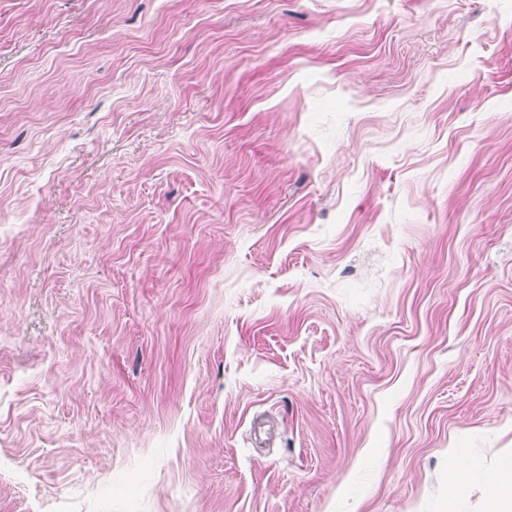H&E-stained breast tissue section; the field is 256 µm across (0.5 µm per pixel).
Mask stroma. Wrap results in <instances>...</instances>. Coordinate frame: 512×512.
I'll return each instance as SVG.
<instances>
[{
  "mask_svg": "<svg viewBox=\"0 0 512 512\" xmlns=\"http://www.w3.org/2000/svg\"><path fill=\"white\" fill-rule=\"evenodd\" d=\"M510 468L512 0H0V512Z\"/></svg>",
  "mask_w": 512,
  "mask_h": 512,
  "instance_id": "obj_1",
  "label": "stroma"
}]
</instances>
